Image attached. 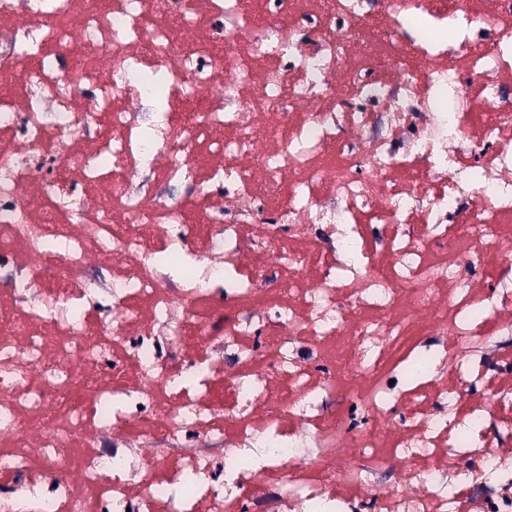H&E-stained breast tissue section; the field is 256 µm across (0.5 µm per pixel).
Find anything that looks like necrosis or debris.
I'll use <instances>...</instances> for the list:
<instances>
[{
  "label": "necrosis or debris",
  "instance_id": "4bbe7bcc",
  "mask_svg": "<svg viewBox=\"0 0 512 512\" xmlns=\"http://www.w3.org/2000/svg\"><path fill=\"white\" fill-rule=\"evenodd\" d=\"M509 405L512 0H0V512H512Z\"/></svg>",
  "mask_w": 512,
  "mask_h": 512
}]
</instances>
